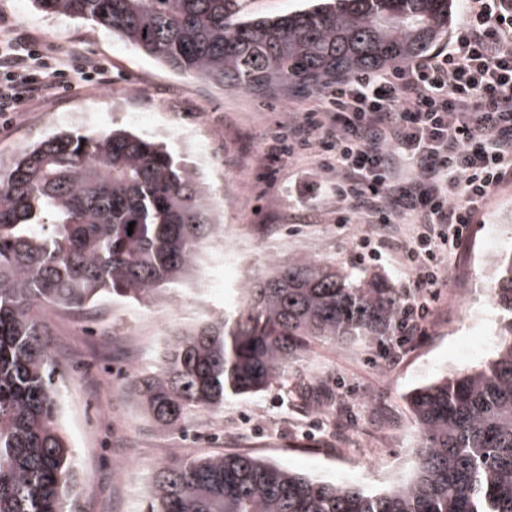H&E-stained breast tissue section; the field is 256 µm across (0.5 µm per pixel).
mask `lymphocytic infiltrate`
<instances>
[{"label": "lymphocytic infiltrate", "instance_id": "1", "mask_svg": "<svg viewBox=\"0 0 512 512\" xmlns=\"http://www.w3.org/2000/svg\"><path fill=\"white\" fill-rule=\"evenodd\" d=\"M112 81V65L62 50L0 14V123L38 101ZM271 158L314 155L336 174L338 223L367 213L375 239H360L356 262L380 249L398 254L414 293L398 341L424 335L444 252L469 235L490 196L512 183V0H468L448 43L427 58L387 71L337 79L319 104L271 138ZM412 229L392 233L391 206Z\"/></svg>", "mask_w": 512, "mask_h": 512}]
</instances>
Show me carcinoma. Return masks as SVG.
Wrapping results in <instances>:
<instances>
[{
	"label": "carcinoma",
	"instance_id": "carcinoma-1",
	"mask_svg": "<svg viewBox=\"0 0 512 512\" xmlns=\"http://www.w3.org/2000/svg\"><path fill=\"white\" fill-rule=\"evenodd\" d=\"M450 2L322 0L246 17L238 0H33L172 71L258 96L421 58L448 29ZM217 235L199 173L123 128L61 130L0 171V512H67L79 484L59 420L49 313L149 300L183 284ZM491 299L500 312L494 356L405 395L420 439L408 482L375 493L249 454L173 457L156 466L145 512H512V252L497 261ZM402 307L383 277L271 258L224 321L167 340L136 392L170 429L288 379L315 341L390 335Z\"/></svg>",
	"mask_w": 512,
	"mask_h": 512
}]
</instances>
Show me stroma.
<instances>
[{
	"mask_svg": "<svg viewBox=\"0 0 512 512\" xmlns=\"http://www.w3.org/2000/svg\"><path fill=\"white\" fill-rule=\"evenodd\" d=\"M0 13L39 39L80 45L112 63L110 85L77 88L16 115L0 128V165L25 147L67 129L92 135L124 127L164 142L196 167L215 195V218L234 245L268 258L309 257L358 274H378L407 290L408 275L393 255L355 262L357 241L373 232L359 221H336L329 184L313 157L268 160L264 146L305 111L314 92L260 98L232 93L173 72L118 36L86 21L48 14L31 0H0ZM197 131L181 138L182 128ZM234 199L222 201L224 191ZM512 247V185L498 189L455 251L449 277L426 335L396 344L388 336L363 345L313 344L261 392L236 396L218 411L201 410L162 430L142 411L134 376L159 365L162 337L222 317L244 274L229 254L212 255L217 281L197 275L143 304L104 302L93 311H53L48 319L59 382L61 425L81 482L76 512H141L157 463L247 453L338 483L361 481L385 490L410 478L419 440L404 395L474 366L495 350L498 313L485 290L499 252Z\"/></svg>",
	"mask_w": 512,
	"mask_h": 512,
	"instance_id": "1",
	"label": "stroma"
}]
</instances>
